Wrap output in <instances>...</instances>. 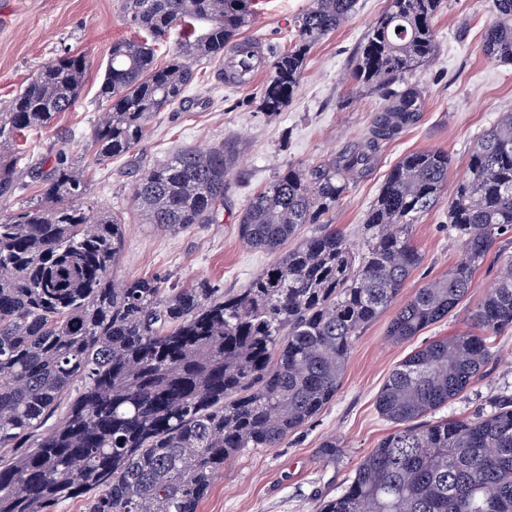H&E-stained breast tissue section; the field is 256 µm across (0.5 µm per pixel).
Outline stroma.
Wrapping results in <instances>:
<instances>
[{
  "mask_svg": "<svg viewBox=\"0 0 512 512\" xmlns=\"http://www.w3.org/2000/svg\"><path fill=\"white\" fill-rule=\"evenodd\" d=\"M387 3L358 0L345 23L312 49L300 85L280 115L268 116L262 108L267 71L230 87L219 74L220 63L199 59L184 105L157 113L146 140L130 153L88 166L87 206L122 218L117 279L162 276L181 285L206 281L230 294L274 262V254L242 243L239 215L282 169L325 162L365 135L382 101L346 76L364 33ZM310 4L255 0V16L238 38L257 40L265 51L287 48L295 17ZM124 10L125 0H0V103L17 95L49 60L67 52L90 60L75 107L51 126L31 131L20 145L0 148V158L16 159L21 168L38 163L47 170L59 152L79 157L102 111L97 90L103 59L113 42L132 35ZM490 13L491 0H445L435 20L434 60L405 77L423 91L419 119L382 147L368 175L329 215L354 247H362L364 215L404 154L447 151L448 184L456 186L476 139L501 113L512 112V65L488 59L482 51ZM219 145L236 157L219 222L167 232L146 223L133 200L141 173L182 148ZM412 238L422 262L403 288L406 297L444 276L461 253L444 203L414 226ZM510 254L512 232L497 240L477 269L470 293L447 319L412 340L389 339L392 311L370 322L348 356L335 398L277 447L250 449L226 461L200 512H320L324 500L342 494L358 463L395 429L375 408L389 374L422 343L466 330L470 312L497 284L501 258ZM496 352L483 375L440 409V416L487 413L500 394H512L511 327L497 336ZM329 441L336 444L332 456L325 449Z\"/></svg>",
  "mask_w": 512,
  "mask_h": 512,
  "instance_id": "35a3bbf8",
  "label": "stroma"
}]
</instances>
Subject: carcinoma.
I'll list each match as a JSON object with an SVG mask.
<instances>
[{
  "label": "carcinoma",
  "mask_w": 512,
  "mask_h": 512,
  "mask_svg": "<svg viewBox=\"0 0 512 512\" xmlns=\"http://www.w3.org/2000/svg\"><path fill=\"white\" fill-rule=\"evenodd\" d=\"M443 3L389 0L367 29L350 76L380 92L382 107L361 140L323 164L280 172L249 200L241 240L279 258L233 294L202 281L115 282L122 222L84 206V168L62 154L37 201L0 212V512H54L87 493L88 512H198L225 460L276 447L336 396L364 326L394 306L387 336L410 340L469 293L477 267L512 230V112L478 138L448 202L460 260L408 299L399 296L422 261L412 227L443 199L448 152L398 161L365 214L363 251L329 222L381 145L418 119L422 90L390 86L434 59ZM355 5L312 0L295 18L288 48L266 57L254 42H235L251 23V0H126L134 37L107 51L105 112L85 145L90 163L137 147L156 113L186 100L192 60L222 61L228 45L239 65L224 81L243 84L267 66L262 106L278 115L312 49ZM492 13L484 54L512 63V0H492ZM176 27L185 40L160 65L155 44ZM88 66L84 54L47 62L0 113V142L70 110ZM233 166L222 146L183 148L141 175L134 201L163 229L214 224ZM22 176L0 159V197L19 189ZM306 224L316 231L284 249ZM511 326L508 255L468 328L419 346L390 373L375 406L397 429L320 512H512V395L487 414L420 422L467 390ZM76 383L77 395L64 403ZM63 404L58 424L39 434Z\"/></svg>",
  "instance_id": "carcinoma-1"
}]
</instances>
